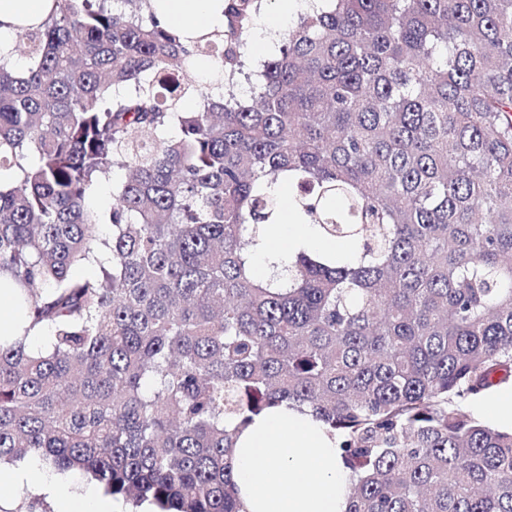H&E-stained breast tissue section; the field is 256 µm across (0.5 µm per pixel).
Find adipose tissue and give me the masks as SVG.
<instances>
[{"instance_id":"adipose-tissue-1","label":"adipose tissue","mask_w":512,"mask_h":512,"mask_svg":"<svg viewBox=\"0 0 512 512\" xmlns=\"http://www.w3.org/2000/svg\"><path fill=\"white\" fill-rule=\"evenodd\" d=\"M279 19L264 21L244 48L249 59L265 56L273 47L280 18L310 11L309 0H279ZM50 0H0V60L10 68L20 64L12 54L15 26L46 18ZM167 25L189 33L223 28L217 0H165L162 15ZM322 241L306 224H273L266 245L255 259L257 274L273 260H285L299 247H321ZM233 476L245 512H346L347 488L353 480L336 450V438L310 410L281 404L256 417L236 443ZM41 489L55 499L57 512H112L109 502L91 493L68 491L49 480L31 464L0 476V489L23 486Z\"/></svg>"}]
</instances>
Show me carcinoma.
Returning a JSON list of instances; mask_svg holds the SVG:
<instances>
[{
    "instance_id": "carcinoma-1",
    "label": "carcinoma",
    "mask_w": 512,
    "mask_h": 512,
    "mask_svg": "<svg viewBox=\"0 0 512 512\" xmlns=\"http://www.w3.org/2000/svg\"><path fill=\"white\" fill-rule=\"evenodd\" d=\"M53 2L0 63V290L27 321L0 462L243 512L237 435L286 402L336 436L348 512H512V430L462 408L512 378V0H315L248 99L263 0L200 37L163 0ZM279 205L352 254L256 274Z\"/></svg>"
}]
</instances>
